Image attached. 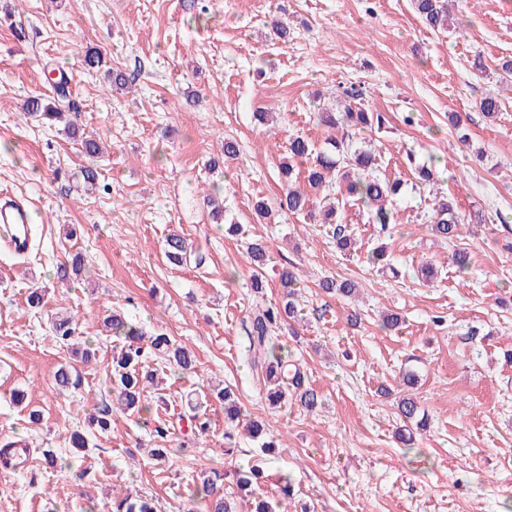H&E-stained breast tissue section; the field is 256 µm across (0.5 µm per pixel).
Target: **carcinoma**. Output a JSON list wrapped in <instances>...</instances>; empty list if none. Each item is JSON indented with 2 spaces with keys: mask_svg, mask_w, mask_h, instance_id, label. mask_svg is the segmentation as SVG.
Masks as SVG:
<instances>
[{
  "mask_svg": "<svg viewBox=\"0 0 512 512\" xmlns=\"http://www.w3.org/2000/svg\"><path fill=\"white\" fill-rule=\"evenodd\" d=\"M416 13L421 22L431 29H442L447 26L448 7L445 0H415ZM348 104L341 115L331 112L319 113L320 122L334 128L341 124L345 127L364 129L373 121H381L366 107L359 103V92H347ZM22 111L29 117L48 119L63 125V131L76 135L77 127L70 120V113L63 112L53 102L32 97L26 101ZM333 151L314 152L309 141L302 137H294L289 142L288 161L280 167L282 180L285 184L284 196L280 207L290 213H301L308 208L309 197L301 189L300 182H306L313 189L336 191L352 202L361 204L371 211L373 223L386 229L392 223V211L389 204L399 192V183L382 179L377 174L378 163L372 149L361 146L354 147L345 140L333 141ZM340 205H328L324 210L322 223L332 225V238L340 250L351 247L350 235L345 233L338 210ZM431 229L437 236L452 241L461 237L463 222L453 204L443 198L435 203V209L429 220ZM164 254L167 260L181 266L190 260L192 249L186 239L178 234H171L165 240ZM81 257L75 256L68 263L56 265L57 279L64 283L81 273ZM282 288L281 303L268 306L262 313L254 317L248 330L251 363L256 368L265 370L266 399L273 405L288 401L291 397L308 411L313 412L320 404L318 394L305 383L301 369L288 361V353L273 336L274 328L282 319L294 318L298 314L296 305L297 278L288 268L284 267L278 274ZM103 326L111 336L123 341L117 356L112 359V376L109 377V388L115 402L122 411H140L148 402V391L155 384V373L148 370L142 363L148 358V351H157L174 371H189L195 368V357L184 347L173 343L169 337L159 334L149 338L150 345L144 346V333L125 316L111 312L102 319ZM53 329L60 341L72 346V353L81 355L87 360L91 357V348H79L74 342L75 328L72 319L56 320ZM78 372L66 365L60 366L54 375L55 385L60 389L76 388L80 385ZM398 411L405 422H414L423 426L418 418L420 409L414 396L407 394L400 398ZM236 486L243 492L242 500L254 494L252 486L257 483L259 473L251 468L237 470ZM224 480V474L213 469L203 478L202 484L189 492L183 503L181 512H198V498L208 500V512H238L233 499L224 495L217 496V483ZM293 495L290 483H285L280 490V500L271 501L263 498L250 500L248 512H288V498ZM115 512H154L149 500L133 499L126 495L115 501Z\"/></svg>",
  "mask_w": 512,
  "mask_h": 512,
  "instance_id": "obj_1",
  "label": "carcinoma"
}]
</instances>
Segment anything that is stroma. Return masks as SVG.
Instances as JSON below:
<instances>
[{
	"instance_id": "stroma-1",
	"label": "stroma",
	"mask_w": 512,
	"mask_h": 512,
	"mask_svg": "<svg viewBox=\"0 0 512 512\" xmlns=\"http://www.w3.org/2000/svg\"><path fill=\"white\" fill-rule=\"evenodd\" d=\"M448 7L447 29L433 30L414 0H0V190L33 200L40 237L26 257L0 249V446L25 440L32 451L24 467L0 466V512H84L91 502L112 512L127 493L179 512L200 473L253 464L267 498L290 478L288 512H512V225L496 217L512 213V90L497 70L512 59V0ZM274 17L287 40L273 35ZM92 50L102 67L86 66ZM110 67L132 73L131 88L111 89ZM52 70L66 74V102L80 136L101 140L99 157L22 114L25 99L54 97ZM350 85L389 119L353 141H369L381 173L404 187L387 229L365 208L345 207L356 244L343 252L327 225L280 209L279 171L289 137L321 149L343 136L318 114L335 111ZM488 95L503 103L493 121L477 107ZM258 112L272 123L256 122ZM228 138L239 146L233 160ZM431 156L438 183L414 188L415 165ZM89 164L98 172L90 191L80 176ZM209 194L224 198L221 221L203 203ZM439 194L468 220L451 242L428 226ZM259 200L270 211L261 220ZM231 222L242 235L225 234ZM174 232L202 264L167 261ZM253 239L267 247L259 291L246 252ZM462 248L472 258L464 271L451 263ZM376 249L385 264L368 262ZM77 254L81 275L58 282L56 264ZM425 262L438 272L430 283L418 274ZM285 264L300 282L301 319L277 334L322 401L313 412L293 399L270 406L247 352L251 317L281 300ZM327 278L358 291L326 292ZM36 284L39 309L27 304ZM110 311L186 345L196 369L149 358L162 379L159 410L115 412L77 455L70 434L109 398L119 348L101 327ZM390 312L401 318L393 329L382 325ZM67 317L96 345L90 362L58 342L53 323ZM65 364L81 385L62 393L53 377ZM409 372L428 423L405 444L397 400ZM224 386L238 422H226L215 395ZM15 390L24 404L11 403ZM192 399L207 402L210 420L196 436L179 420ZM253 421L277 441L272 454L249 437ZM152 448L167 449L165 461L152 460Z\"/></svg>"
}]
</instances>
